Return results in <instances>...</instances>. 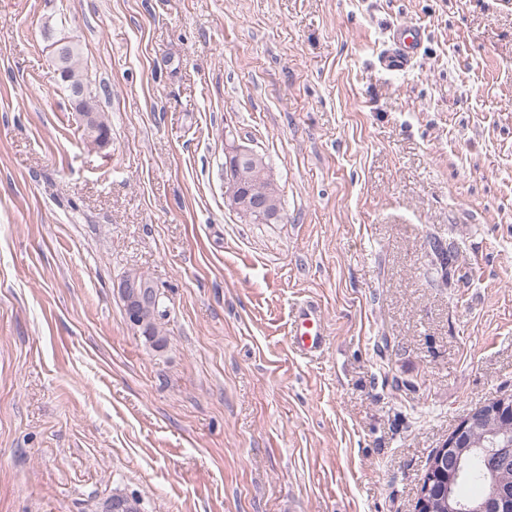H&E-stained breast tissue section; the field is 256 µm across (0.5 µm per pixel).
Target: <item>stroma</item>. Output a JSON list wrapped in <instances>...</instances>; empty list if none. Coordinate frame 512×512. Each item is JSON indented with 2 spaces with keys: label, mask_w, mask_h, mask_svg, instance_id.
Here are the masks:
<instances>
[{
  "label": "stroma",
  "mask_w": 512,
  "mask_h": 512,
  "mask_svg": "<svg viewBox=\"0 0 512 512\" xmlns=\"http://www.w3.org/2000/svg\"><path fill=\"white\" fill-rule=\"evenodd\" d=\"M401 24L423 36L392 72ZM47 28L107 85L110 146ZM228 138L277 223L226 204ZM508 394L512 0H0V512H414L433 450ZM70 42L65 43L69 49V54L64 67V74L59 75L62 85L65 87L66 91L69 90L70 92L75 112L74 90L76 88H84L86 90L88 97L91 100L94 112H92L86 105L82 104L80 109L82 108L83 112L77 113L81 119L83 129H85V137L92 144L100 148L106 147L109 144L110 138L108 135L100 133L99 121L95 113H99L102 124L109 128L107 118L105 117V113L102 108L101 93L96 87L94 89L91 87V82L88 79V76L85 75L80 68V50L77 45ZM429 251L430 267L433 273L441 274L442 278H448V267L452 264L454 254L448 252V242L436 236H429L426 240ZM119 288H121V296L125 303V313L131 324H133L137 313L136 298L134 294H131V288H136L143 302V306L140 308L141 318L145 322L143 335L155 346L162 347L165 338L161 336L159 326L161 320L167 315L162 293L156 286L155 288H145L144 284H139L138 281L128 278L121 282ZM292 336L301 351L311 353L322 348L325 343V335L316 306L304 304L299 308Z\"/></svg>",
  "instance_id": "35a3bbf8"
}]
</instances>
